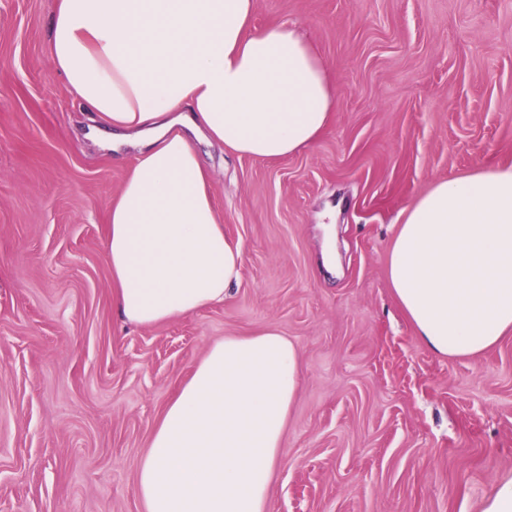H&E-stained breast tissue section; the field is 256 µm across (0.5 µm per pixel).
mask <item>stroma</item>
I'll use <instances>...</instances> for the list:
<instances>
[{"mask_svg": "<svg viewBox=\"0 0 512 512\" xmlns=\"http://www.w3.org/2000/svg\"><path fill=\"white\" fill-rule=\"evenodd\" d=\"M54 0H0V512H144L156 420L210 343L277 327L303 381L272 512H479L512 472V335L472 359L420 342L390 288L401 210L512 166V0H255L336 89L312 147H198L243 276L222 304L138 327L112 302L108 206L126 175L47 55Z\"/></svg>", "mask_w": 512, "mask_h": 512, "instance_id": "1", "label": "stroma"}]
</instances>
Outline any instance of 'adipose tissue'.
<instances>
[{"label":"adipose tissue","instance_id":"ef3b65f1","mask_svg":"<svg viewBox=\"0 0 512 512\" xmlns=\"http://www.w3.org/2000/svg\"><path fill=\"white\" fill-rule=\"evenodd\" d=\"M254 0H55L48 58L116 157L136 152L107 210L121 317L152 326L223 303L243 249L224 234L195 143L279 160L331 126L336 97L296 25L253 30ZM395 300L437 355L473 358L512 333V166L435 182L401 214ZM270 326L215 340L157 421L136 472L144 512H271L302 382Z\"/></svg>","mask_w":512,"mask_h":512}]
</instances>
